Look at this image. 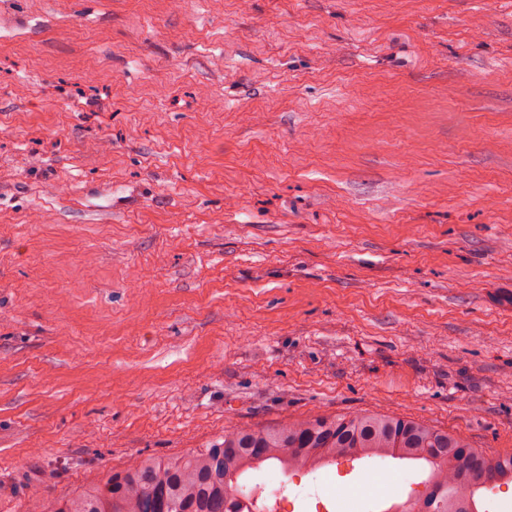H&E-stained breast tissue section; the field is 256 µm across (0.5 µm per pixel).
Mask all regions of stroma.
<instances>
[{"label":"stroma","mask_w":512,"mask_h":512,"mask_svg":"<svg viewBox=\"0 0 512 512\" xmlns=\"http://www.w3.org/2000/svg\"><path fill=\"white\" fill-rule=\"evenodd\" d=\"M349 412L512 453V0H0V512Z\"/></svg>","instance_id":"35a3bbf8"}]
</instances>
